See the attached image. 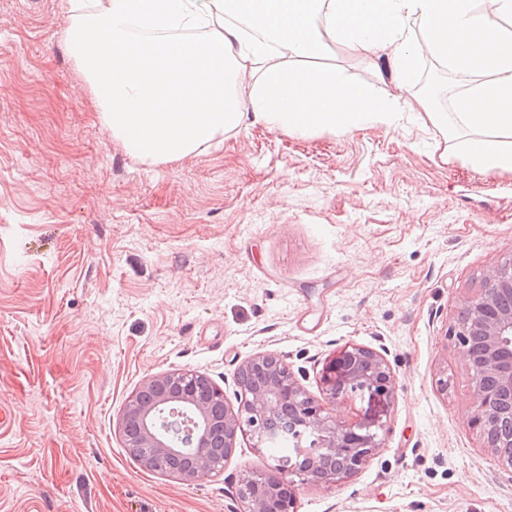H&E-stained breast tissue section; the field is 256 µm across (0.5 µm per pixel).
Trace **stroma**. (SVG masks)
<instances>
[{"label": "stroma", "instance_id": "obj_1", "mask_svg": "<svg viewBox=\"0 0 512 512\" xmlns=\"http://www.w3.org/2000/svg\"><path fill=\"white\" fill-rule=\"evenodd\" d=\"M66 0H0V512H240L242 472L269 471L239 433L191 485L143 468L119 417L154 375L198 371L237 407V375L279 357L318 394L347 345L382 355V446L295 512H512V467L470 425L471 374L446 328L488 270L512 261V177L443 162V135L284 133L245 124L182 161H130L99 122L61 40ZM323 63L398 95L371 59ZM464 80L422 56L412 94L449 111ZM447 378V391L438 381Z\"/></svg>", "mask_w": 512, "mask_h": 512}]
</instances>
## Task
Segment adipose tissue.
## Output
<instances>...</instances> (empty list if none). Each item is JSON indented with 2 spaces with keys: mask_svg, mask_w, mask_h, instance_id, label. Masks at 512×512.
<instances>
[{
  "mask_svg": "<svg viewBox=\"0 0 512 512\" xmlns=\"http://www.w3.org/2000/svg\"><path fill=\"white\" fill-rule=\"evenodd\" d=\"M62 40L98 117L129 159L181 161L245 121L349 132L415 116L444 161L512 176V0H67ZM411 86L427 54L469 83L447 112L377 96L328 44Z\"/></svg>",
  "mask_w": 512,
  "mask_h": 512,
  "instance_id": "obj_1",
  "label": "adipose tissue"
}]
</instances>
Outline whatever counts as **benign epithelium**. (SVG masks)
<instances>
[{
  "label": "benign epithelium",
  "instance_id": "obj_1",
  "mask_svg": "<svg viewBox=\"0 0 512 512\" xmlns=\"http://www.w3.org/2000/svg\"><path fill=\"white\" fill-rule=\"evenodd\" d=\"M446 331L459 359L472 373L471 424L512 466V264L492 267L480 292L466 298ZM239 405L230 408L224 392L199 372L171 371L153 376L131 396L119 427L127 448L146 469L164 471L193 483L224 467L238 433L249 431L266 445L288 431L293 453L305 460L299 471L282 464L267 474L246 471L239 479L243 512H292L293 495H281L296 476L303 483L333 484L365 465L381 447L383 416L338 421L328 405L349 398L390 402L396 379L378 353L356 345L338 350L320 376V396L306 392L287 367L267 370L256 384L237 380Z\"/></svg>",
  "mask_w": 512,
  "mask_h": 512
}]
</instances>
